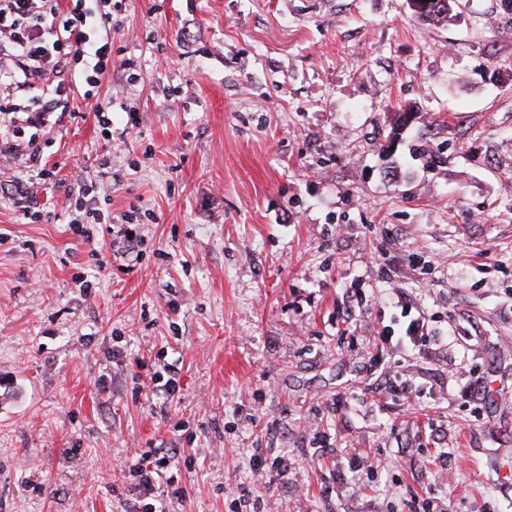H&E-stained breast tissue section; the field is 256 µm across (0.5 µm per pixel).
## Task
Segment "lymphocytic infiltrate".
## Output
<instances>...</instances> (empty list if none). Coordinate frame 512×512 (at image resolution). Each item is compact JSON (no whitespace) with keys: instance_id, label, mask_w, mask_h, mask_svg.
I'll return each mask as SVG.
<instances>
[{"instance_id":"1","label":"lymphocytic infiltrate","mask_w":512,"mask_h":512,"mask_svg":"<svg viewBox=\"0 0 512 512\" xmlns=\"http://www.w3.org/2000/svg\"><path fill=\"white\" fill-rule=\"evenodd\" d=\"M112 0H0V42L10 47L11 62L0 61V89L41 87L36 101V126L65 109L70 96L92 104L95 123L112 133V103L101 89L112 73ZM388 306L400 309L401 330L377 329L369 360L384 366L393 354L446 341L445 328H427L425 318L408 294L394 290ZM182 458L177 448H151L138 454L132 467L139 478V496L131 512H158L156 483Z\"/></svg>"}]
</instances>
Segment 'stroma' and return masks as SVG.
<instances>
[{"label": "stroma", "instance_id": "35a3bbf8", "mask_svg": "<svg viewBox=\"0 0 512 512\" xmlns=\"http://www.w3.org/2000/svg\"><path fill=\"white\" fill-rule=\"evenodd\" d=\"M111 37L112 134L79 99L40 133V220L19 195L36 163L0 155V512H127L134 455L161 444L190 460L164 512H228L243 489L280 512H405L431 489L448 512H512V14L124 0ZM105 159L98 204L144 239L131 271L90 256L108 225L69 224L76 174ZM354 280L453 325L404 363L420 406L374 401L380 316L338 317ZM162 354L169 404L135 393ZM479 378L481 421L461 399ZM339 393L356 412H328ZM257 449L318 460L282 479L250 470ZM373 449L378 473L350 472ZM439 1L436 4H432L431 8L426 11L425 14L420 16L413 15L417 20L422 21L429 25H443L448 22L449 12L453 10V6L460 8L463 4L461 0H433ZM453 3V5L450 4Z\"/></svg>", "mask_w": 512, "mask_h": 512}]
</instances>
